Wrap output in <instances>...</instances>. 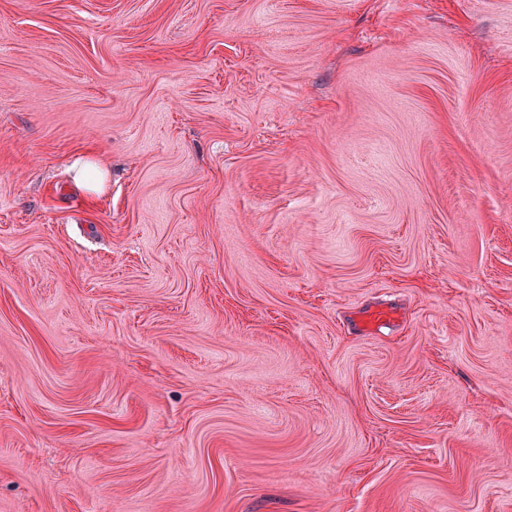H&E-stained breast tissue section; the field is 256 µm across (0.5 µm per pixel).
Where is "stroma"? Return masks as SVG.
Here are the masks:
<instances>
[{"mask_svg": "<svg viewBox=\"0 0 512 512\" xmlns=\"http://www.w3.org/2000/svg\"><path fill=\"white\" fill-rule=\"evenodd\" d=\"M0 512H512V0H0Z\"/></svg>", "mask_w": 512, "mask_h": 512, "instance_id": "35a3bbf8", "label": "stroma"}]
</instances>
